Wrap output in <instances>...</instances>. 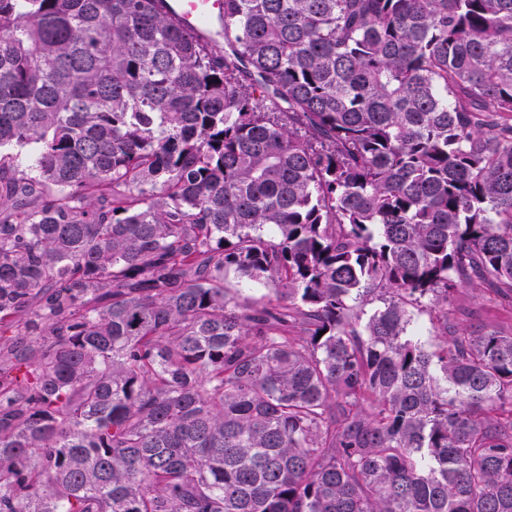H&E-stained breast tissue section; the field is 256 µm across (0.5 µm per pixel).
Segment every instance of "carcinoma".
<instances>
[{"instance_id": "obj_1", "label": "carcinoma", "mask_w": 512, "mask_h": 512, "mask_svg": "<svg viewBox=\"0 0 512 512\" xmlns=\"http://www.w3.org/2000/svg\"><path fill=\"white\" fill-rule=\"evenodd\" d=\"M158 2L0 0V512H512V0ZM167 10L183 27L200 36L201 39L224 43V2L223 0H168ZM448 312V326L456 329L467 327L472 330L480 326L512 333V296L496 298L486 290L459 287L453 294ZM467 313L474 317L469 318Z\"/></svg>"}]
</instances>
